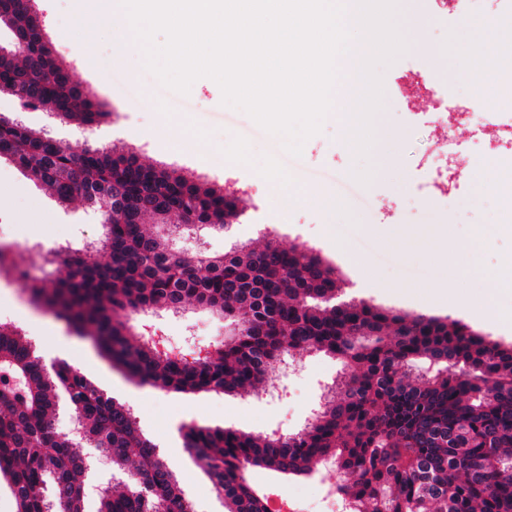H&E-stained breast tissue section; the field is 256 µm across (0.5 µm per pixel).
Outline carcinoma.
<instances>
[{"mask_svg": "<svg viewBox=\"0 0 512 512\" xmlns=\"http://www.w3.org/2000/svg\"><path fill=\"white\" fill-rule=\"evenodd\" d=\"M29 41L18 60L0 54V94L25 96L63 120L91 126L106 112L73 85L25 0H0V29ZM0 147L62 204L89 201L115 214L91 248L68 249L51 278L28 285L29 302L93 338L127 376L165 392L260 393L286 355L319 351L342 360L345 376L296 434L254 435L191 425L183 447L224 498V512H267L248 483L250 468L306 474L332 460L347 476L336 494L350 512H512V345L458 321L336 303V271L305 246L188 256L171 241L196 225L228 230L240 217L224 188L144 164L132 151L86 145L51 150L47 134L0 116ZM234 323L203 364L178 363L135 336L119 313L186 303ZM422 362L437 373H415ZM82 426L58 432L57 392ZM0 470L17 512H56L58 496L81 512L84 447L112 457L128 475L99 512H194L173 469L138 428L128 406L80 371H47L17 327L0 323Z\"/></svg>", "mask_w": 512, "mask_h": 512, "instance_id": "cac0c4a2", "label": "carcinoma"}]
</instances>
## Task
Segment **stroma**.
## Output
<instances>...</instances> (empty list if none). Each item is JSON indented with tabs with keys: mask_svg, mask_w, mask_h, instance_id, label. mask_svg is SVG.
Instances as JSON below:
<instances>
[{
	"mask_svg": "<svg viewBox=\"0 0 512 512\" xmlns=\"http://www.w3.org/2000/svg\"><path fill=\"white\" fill-rule=\"evenodd\" d=\"M36 5L72 80L90 90L109 117L88 128L60 120L47 108H22L6 94L0 95L1 114L47 131L75 150L87 143L129 149L146 164L236 189L242 216L230 231L198 232L204 253L222 255L268 240L286 248L303 245L335 268L344 299L458 320L489 339L512 344V292L494 290L489 279L512 257V233L496 222L499 185L475 189L479 170L490 162H512V148L500 146L493 112H485L478 127L450 120L456 146L448 166V202L424 200L425 163L440 132L428 121L433 100L404 79L408 73L433 77L456 93L477 81L470 45L512 47L503 38L512 22L502 19L499 0H467L460 15L448 13L443 0H398L397 22L408 47L391 65L378 68L385 96L365 159L346 149L348 133L333 121L306 141L301 157H292L279 137L243 111L224 106L214 80L198 79L188 95H180L146 70L143 52L119 55L108 26L79 27L75 0H36ZM84 48L89 58H82ZM187 125L194 137L185 136ZM298 187L337 202V209H316L295 198ZM102 233L97 210L80 200L60 204L15 163L0 159V243L24 244L30 277L44 275L39 248L63 239L78 248ZM450 239L474 245L454 269L440 258ZM0 320L35 339L45 363L69 364L106 396L129 405L142 433L168 459L195 512H224V501L184 448V426L294 434L345 373L335 357L308 352L297 356L292 370L274 365L280 392L273 396L160 391L128 379L90 339L31 305L23 283L1 273ZM129 324L140 334L153 329L169 346L188 352L224 334L217 315L193 306L178 314L145 312L130 317ZM251 479L259 490L300 501L306 512H325L327 496L343 476L322 466L302 475L257 468Z\"/></svg>",
	"mask_w": 512,
	"mask_h": 512,
	"instance_id": "35a3bbf8",
	"label": "stroma"
}]
</instances>
